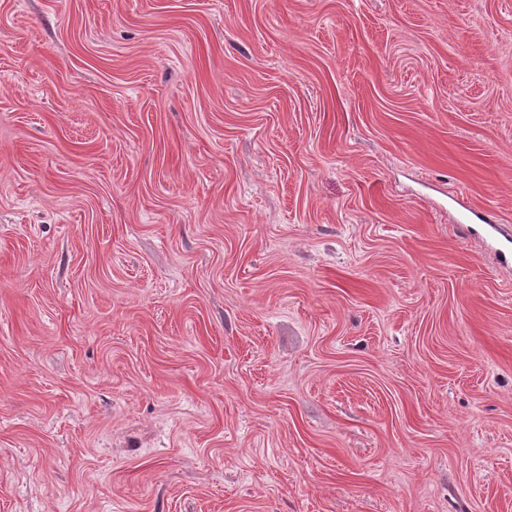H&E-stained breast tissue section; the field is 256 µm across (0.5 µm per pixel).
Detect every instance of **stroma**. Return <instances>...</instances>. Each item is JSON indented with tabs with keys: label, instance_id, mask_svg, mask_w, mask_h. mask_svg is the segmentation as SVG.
I'll return each instance as SVG.
<instances>
[{
	"label": "stroma",
	"instance_id": "1",
	"mask_svg": "<svg viewBox=\"0 0 512 512\" xmlns=\"http://www.w3.org/2000/svg\"><path fill=\"white\" fill-rule=\"evenodd\" d=\"M512 0H0V512H512Z\"/></svg>",
	"mask_w": 512,
	"mask_h": 512
}]
</instances>
